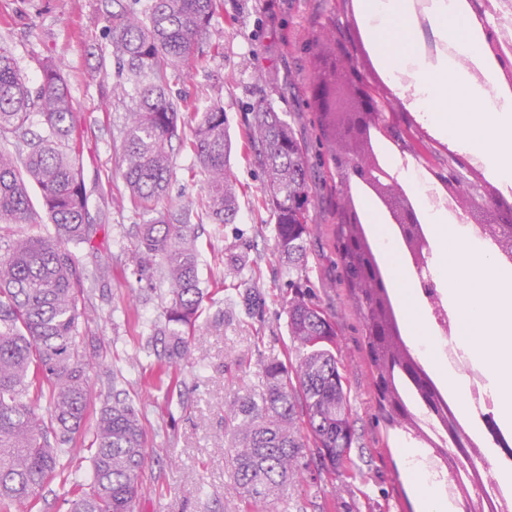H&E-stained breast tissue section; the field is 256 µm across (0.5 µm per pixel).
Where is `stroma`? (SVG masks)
Wrapping results in <instances>:
<instances>
[{
	"instance_id": "35a3bbf8",
	"label": "stroma",
	"mask_w": 512,
	"mask_h": 512,
	"mask_svg": "<svg viewBox=\"0 0 512 512\" xmlns=\"http://www.w3.org/2000/svg\"><path fill=\"white\" fill-rule=\"evenodd\" d=\"M130 2L0 0V45L12 52L33 85L48 57H65L84 141L89 217L96 227L91 246L76 252L77 267L86 274L96 261L111 265L110 276L87 288L80 302L85 316L79 348L94 358L87 371L92 415L116 370L131 381V395L142 410L148 462L137 512H239L224 413L256 384L269 358L284 357L290 340L283 303L295 283L311 288L335 324V352L346 378L355 439L337 471L312 467L288 485L285 512H421L415 478L406 467L405 451L414 442L379 419L363 322L334 247L333 228L346 189L323 144L321 114L310 95L316 70L343 53L350 54L366 80H375L368 60L354 49L355 41L372 42L364 0H224L212 24L222 52L201 45L199 66L177 83V91L199 107L216 98L224 108L239 211L235 223L223 226L202 214L206 176L190 150L175 149V173L164 204L175 217L198 225L199 273L211 294L196 322L189 361L179 366L177 383L161 386L150 374L154 358L146 339L163 319L164 286L146 287L130 262L142 218L122 201L125 109L112 95L117 66L108 16ZM260 101L270 102L290 123L313 165L307 210L313 234L307 263L299 270L289 269L277 249L262 169L248 143L252 108ZM390 119L424 154L418 160L394 151L391 173L397 183H405L414 168L427 180L448 172L446 133L425 124L406 105ZM250 292L265 299L252 316L244 308Z\"/></svg>"
}]
</instances>
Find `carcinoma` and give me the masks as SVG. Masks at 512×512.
<instances>
[{"instance_id":"cac0c4a2","label":"carcinoma","mask_w":512,"mask_h":512,"mask_svg":"<svg viewBox=\"0 0 512 512\" xmlns=\"http://www.w3.org/2000/svg\"><path fill=\"white\" fill-rule=\"evenodd\" d=\"M223 0H150L112 13V55L120 65L114 92L126 104L121 144L129 202L148 216L137 225L134 273L160 276L166 286L164 320L148 344L157 361L156 382L190 356L186 329L195 324L207 296L199 275L195 225L176 222L161 209L173 174L172 141L181 140L184 116L170 78L186 77L199 63V44L210 40ZM43 132L27 138L32 113ZM63 65L42 66L31 85L10 50L0 46V139L16 140L17 154L0 151V225L37 226L48 218L55 231L21 234L0 252V512H37L50 481L70 479L69 512H135L147 463L141 416L112 377V391L85 448L90 481L71 477L74 449L90 404L88 361L78 341L80 296L86 283L108 275L100 263L79 274L74 249L92 242L88 194L80 155L83 139ZM196 117L189 148L207 174L203 208L215 224H232L238 194L228 159L224 108L211 104ZM252 142L264 173L265 201L275 218L276 246L297 269L307 261L311 226L305 205L313 166L292 127L266 102L253 108ZM40 192L35 207L28 185ZM344 281L364 324V342L382 420L448 457L438 437L448 427V395L415 358L402 335L386 274L364 224L334 229ZM378 284L368 295L369 282ZM287 330L296 363L273 358L257 388L234 400L224 418L232 435L229 465L256 512L279 500L288 482L302 477L300 459L338 468L350 453L355 429L342 373L332 351L335 326L303 290L285 300ZM45 407L51 428L37 414Z\"/></svg>"}]
</instances>
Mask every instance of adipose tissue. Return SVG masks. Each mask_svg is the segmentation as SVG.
Returning <instances> with one entry per match:
<instances>
[{
	"mask_svg": "<svg viewBox=\"0 0 512 512\" xmlns=\"http://www.w3.org/2000/svg\"><path fill=\"white\" fill-rule=\"evenodd\" d=\"M366 7L372 19L370 33L384 64H401L423 39L422 31L409 20L404 0H367ZM431 33L460 52L482 55V34L471 28L464 11L449 9L446 0H432ZM418 79L425 96L416 102V109L445 131L461 152L481 154L491 174L512 187V97L492 102L480 86L454 71L449 58L422 69ZM422 219L435 227L431 271L448 285L456 313V342L485 369L494 391L495 418L511 423L512 266L493 251L477 248L447 217L426 213ZM373 221L406 323L423 347L421 359L435 364L431 323L417 299V276L402 263L382 216L374 215Z\"/></svg>",
	"mask_w": 512,
	"mask_h": 512,
	"instance_id": "1",
	"label": "adipose tissue"
}]
</instances>
